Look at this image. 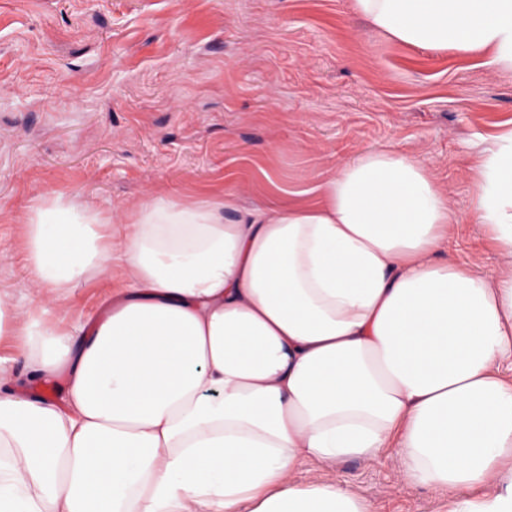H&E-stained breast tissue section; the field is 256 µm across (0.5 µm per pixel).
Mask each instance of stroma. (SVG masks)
<instances>
[{
	"label": "stroma",
	"instance_id": "1",
	"mask_svg": "<svg viewBox=\"0 0 512 512\" xmlns=\"http://www.w3.org/2000/svg\"><path fill=\"white\" fill-rule=\"evenodd\" d=\"M512 130V72L482 55L390 40L351 0H0V290L31 303L21 225L48 196L124 221L160 194L236 189L239 202L312 200L359 155L424 161L461 219L444 256L494 275L500 258L471 216L482 150ZM119 264L48 300L58 327L94 320ZM372 512H445L407 485L394 451L300 464Z\"/></svg>",
	"mask_w": 512,
	"mask_h": 512
}]
</instances>
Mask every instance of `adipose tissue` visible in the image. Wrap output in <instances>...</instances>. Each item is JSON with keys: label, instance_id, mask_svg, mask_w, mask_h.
<instances>
[{"label": "adipose tissue", "instance_id": "obj_1", "mask_svg": "<svg viewBox=\"0 0 512 512\" xmlns=\"http://www.w3.org/2000/svg\"><path fill=\"white\" fill-rule=\"evenodd\" d=\"M353 8L398 42L512 71V0ZM315 191L248 209L233 191L160 195L119 229L59 196L32 210V282L58 297L117 258L127 285L66 331L0 292V335L64 381L0 394V512H370L293 473L389 448L448 512H512V132L476 168L490 277L441 259L459 217L419 159L371 151Z\"/></svg>", "mask_w": 512, "mask_h": 512}]
</instances>
